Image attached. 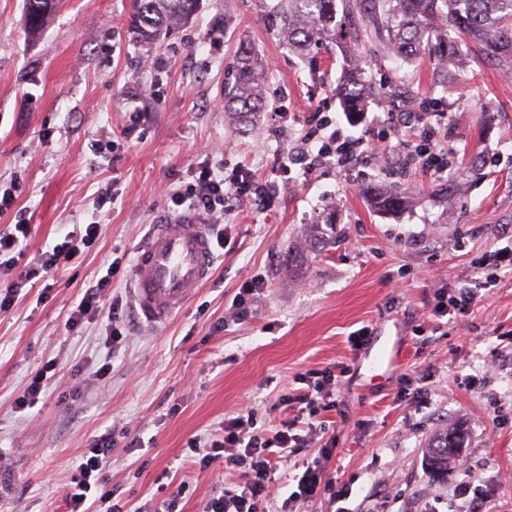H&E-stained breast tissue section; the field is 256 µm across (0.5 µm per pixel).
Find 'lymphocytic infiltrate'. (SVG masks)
<instances>
[{"mask_svg": "<svg viewBox=\"0 0 512 512\" xmlns=\"http://www.w3.org/2000/svg\"><path fill=\"white\" fill-rule=\"evenodd\" d=\"M369 137H353L332 129L330 117H323L319 129L309 131L297 154L283 161L282 171L302 165L312 172L327 163L350 171L359 161L380 154L397 145L400 166L396 175L413 171L443 176L454 165V153L441 146L448 131L447 113L437 111L430 101H423L416 112H388L374 116ZM268 187L242 168L230 174L215 175L209 163H202L191 182L165 194L170 216L194 214L209 226L216 241L224 239V210L228 200L243 198L264 201ZM104 231L103 224H79L67 232L51 250L42 252L36 266L19 274L0 267V314L9 312L17 294L40 274H51L60 264L80 259L96 245ZM112 286L105 275L85 288L82 297L70 311L65 326L69 331L82 329L104 310ZM346 363L308 373L293 394L282 400L283 416L278 424H259L253 408L245 407L225 417L215 433L193 438L187 443L185 463L194 472L207 471L216 461H223L231 482L216 485L202 501L199 512H297L299 506L317 494L327 495L337 506L336 512H350L345 507L346 494L338 490L336 481L326 473L334 442L327 439L321 420L323 411L333 408L336 392L348 372ZM114 440L103 434L89 443V451L75 467L65 495L67 512H125L116 503V493L104 490V472L112 453ZM317 447L318 455L307 462L297 485L274 506L271 476L283 461L303 449Z\"/></svg>", "mask_w": 512, "mask_h": 512, "instance_id": "lymphocytic-infiltrate-1", "label": "lymphocytic infiltrate"}]
</instances>
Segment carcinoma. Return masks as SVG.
I'll list each match as a JSON object with an SVG mask.
<instances>
[{
	"label": "carcinoma",
	"mask_w": 512,
	"mask_h": 512,
	"mask_svg": "<svg viewBox=\"0 0 512 512\" xmlns=\"http://www.w3.org/2000/svg\"><path fill=\"white\" fill-rule=\"evenodd\" d=\"M132 21L138 37L153 43L185 24L198 0H130ZM260 2L261 16L288 47L304 53L341 40L349 56L348 69L337 88L343 108L353 114L363 111L373 88L362 77L354 53L360 37L386 44L394 57L412 61L421 54L433 61L434 83L444 86L452 77L449 66L467 64L466 44L496 65L512 70V0H342L345 11L360 16V30L336 28L337 0H276ZM61 0H26L23 26L39 36ZM261 69L254 51L243 48L233 84L224 92V112L234 124L248 125L265 109ZM459 447L457 434L443 429L426 446L427 464L438 476L448 477V459Z\"/></svg>",
	"instance_id": "carcinoma-1"
}]
</instances>
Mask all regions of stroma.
I'll return each mask as SVG.
<instances>
[{"instance_id":"stroma-1","label":"stroma","mask_w":512,"mask_h":512,"mask_svg":"<svg viewBox=\"0 0 512 512\" xmlns=\"http://www.w3.org/2000/svg\"><path fill=\"white\" fill-rule=\"evenodd\" d=\"M256 2L199 0L187 25L150 46L134 33L129 0H66L35 39L22 24L26 0H0V186L19 183L0 230L21 219L31 226L16 267L27 269L73 225L106 226L97 249L22 288L0 315V512H65L75 465L107 432L116 442L107 485L128 512H155L183 480L185 512H198L224 465L184 469L188 440L244 406L274 423L303 375L339 361L350 370L323 418L336 438L328 471L351 512H422L430 502L453 512L461 479L478 492L496 487L490 512H512V281L482 287L479 268L512 240V79L473 53L466 73L442 89L427 62L397 60L366 40L360 60L377 89L366 112H414L421 98L435 99L449 114L445 143L457 171L395 178L389 152L358 175L296 166L287 177L282 159L318 113L347 135L365 127L336 96L347 66L340 44L299 56L265 26ZM245 46L263 61L268 106L257 124L235 129L224 90ZM139 90L146 118L134 122L126 98ZM97 140L111 151L94 152ZM204 145L213 166L245 165L275 189L262 209L231 202L211 279L151 327L128 293L134 251L166 219L164 190L191 181ZM491 151L498 161L482 162ZM105 187L115 200L101 208ZM375 190L402 191L405 202L379 209L369 200ZM116 258L112 302L126 340L113 348L104 342L107 316L78 332L65 321ZM256 275L266 286L251 317L225 321L240 285ZM461 282L479 289L476 305L436 319L438 293ZM363 327L401 340L390 374L352 350ZM51 359L60 371L43 402L15 412L31 372ZM106 359L112 374L103 383L93 373ZM489 364L495 376L479 381ZM75 365L81 376H71ZM417 387L426 400L407 396ZM455 425L470 467L441 479L425 447Z\"/></svg>"}]
</instances>
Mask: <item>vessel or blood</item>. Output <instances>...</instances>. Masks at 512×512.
Masks as SVG:
<instances>
[{
    "instance_id": "b4317fda",
    "label": "vessel or blood",
    "mask_w": 512,
    "mask_h": 512,
    "mask_svg": "<svg viewBox=\"0 0 512 512\" xmlns=\"http://www.w3.org/2000/svg\"><path fill=\"white\" fill-rule=\"evenodd\" d=\"M212 240L204 225L191 215L155 225L136 252L130 291L136 308L149 326L167 323L211 276ZM402 358L399 344L375 346L371 364L394 369Z\"/></svg>"
}]
</instances>
